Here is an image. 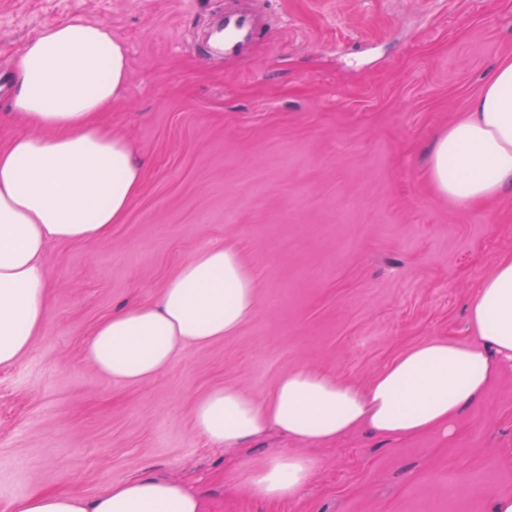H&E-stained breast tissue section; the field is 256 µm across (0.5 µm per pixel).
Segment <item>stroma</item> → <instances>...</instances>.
Wrapping results in <instances>:
<instances>
[{
	"label": "stroma",
	"instance_id": "1",
	"mask_svg": "<svg viewBox=\"0 0 512 512\" xmlns=\"http://www.w3.org/2000/svg\"><path fill=\"white\" fill-rule=\"evenodd\" d=\"M248 54L209 62L197 35L224 0H0V74L73 17L108 26L129 76L103 124L135 149L138 195L103 239L51 242L46 321L0 367V512L34 489L85 497L134 474L190 485L207 512H490L512 494V368L450 434L356 431L303 445L270 432L227 453L195 403L264 399L312 368L360 386L431 337L472 340L476 284L512 255V192L461 208L426 177L434 135L512 58V0H260ZM237 246L258 293L238 331L112 381L84 344L112 312L157 300L203 248ZM303 449L317 469L268 503L243 462Z\"/></svg>",
	"mask_w": 512,
	"mask_h": 512
}]
</instances>
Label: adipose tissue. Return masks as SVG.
Listing matches in <instances>:
<instances>
[{"mask_svg":"<svg viewBox=\"0 0 512 512\" xmlns=\"http://www.w3.org/2000/svg\"><path fill=\"white\" fill-rule=\"evenodd\" d=\"M128 76L126 48L101 23L73 18L28 40L15 66L11 108L31 131L0 149V367L15 363L41 330L48 281L42 263L52 241L107 237L142 183L129 142L100 128ZM428 178L438 195L475 206L512 189V59L484 82L470 112L444 128L429 149ZM255 282L238 251L215 244L186 262L155 303L114 312L88 338L84 354L117 382L154 377L177 351L233 335L253 315ZM474 339L431 337L400 353L364 387L297 370L258 399L226 386L200 399L196 432L234 446L275 429L297 441L329 442L366 428L412 437L452 421L512 364V257L501 258L470 304ZM312 457L282 452L248 461L241 483L277 502L304 488ZM11 512H204L202 497L142 475L93 498L34 490Z\"/></svg>","mask_w":512,"mask_h":512,"instance_id":"obj_1","label":"adipose tissue"}]
</instances>
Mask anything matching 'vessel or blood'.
<instances>
[{"mask_svg": "<svg viewBox=\"0 0 512 512\" xmlns=\"http://www.w3.org/2000/svg\"><path fill=\"white\" fill-rule=\"evenodd\" d=\"M261 17L257 0H229L207 37L210 54H243L263 30Z\"/></svg>", "mask_w": 512, "mask_h": 512, "instance_id": "1", "label": "vessel or blood"}]
</instances>
